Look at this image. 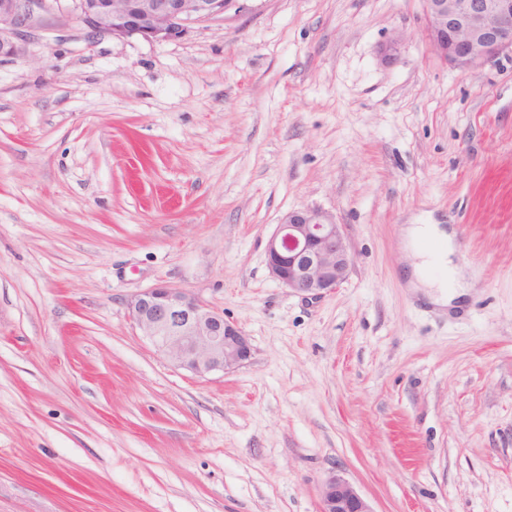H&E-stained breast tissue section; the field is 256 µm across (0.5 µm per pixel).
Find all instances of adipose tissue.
I'll use <instances>...</instances> for the list:
<instances>
[{"label":"adipose tissue","instance_id":"1","mask_svg":"<svg viewBox=\"0 0 512 512\" xmlns=\"http://www.w3.org/2000/svg\"><path fill=\"white\" fill-rule=\"evenodd\" d=\"M427 239L440 241L442 248L438 251L421 253L420 261L414 269L413 276L418 284L427 288L431 301L446 306L452 304L455 299L454 294L450 292L455 283L453 278L455 267L452 260L454 252L452 236L446 232L443 226L438 224H412L406 230L405 246L412 249L418 243ZM431 267L443 268L448 273L447 278L440 280L426 278L425 271Z\"/></svg>","mask_w":512,"mask_h":512}]
</instances>
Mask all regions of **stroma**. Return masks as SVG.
Listing matches in <instances>:
<instances>
[{
    "mask_svg": "<svg viewBox=\"0 0 512 512\" xmlns=\"http://www.w3.org/2000/svg\"><path fill=\"white\" fill-rule=\"evenodd\" d=\"M67 7L0 61V512H320L331 470L374 512H512V52L442 63L424 0L93 44ZM301 208L353 257L316 300L265 264ZM409 224L453 228L462 302L409 286ZM160 281L250 361L158 355L127 303Z\"/></svg>",
    "mask_w": 512,
    "mask_h": 512,
    "instance_id": "stroma-1",
    "label": "stroma"
}]
</instances>
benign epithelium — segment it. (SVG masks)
Listing matches in <instances>:
<instances>
[{
	"mask_svg": "<svg viewBox=\"0 0 512 512\" xmlns=\"http://www.w3.org/2000/svg\"><path fill=\"white\" fill-rule=\"evenodd\" d=\"M47 0H0V58L20 53L17 39ZM70 13L91 41L100 36L172 41L192 25L240 10V0H69ZM433 53L461 71L512 52V0H425ZM265 262L272 278L310 298L348 277L352 257L345 226L316 209H295L276 225ZM141 336L174 366L197 377L242 367L252 356L237 323L185 288L159 283L128 302ZM320 512H374L353 485L332 470L322 481Z\"/></svg>",
	"mask_w": 512,
	"mask_h": 512,
	"instance_id": "obj_1",
	"label": "benign epithelium"
}]
</instances>
